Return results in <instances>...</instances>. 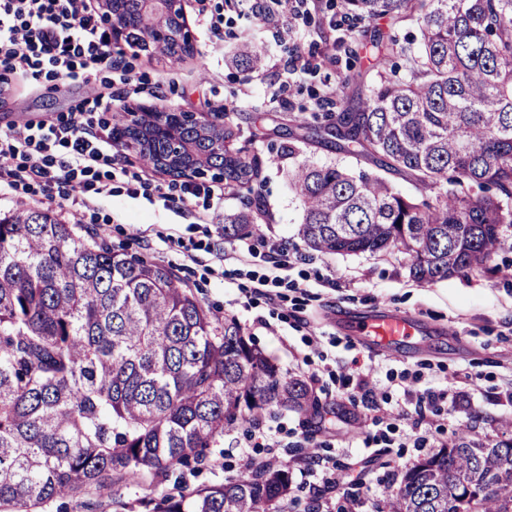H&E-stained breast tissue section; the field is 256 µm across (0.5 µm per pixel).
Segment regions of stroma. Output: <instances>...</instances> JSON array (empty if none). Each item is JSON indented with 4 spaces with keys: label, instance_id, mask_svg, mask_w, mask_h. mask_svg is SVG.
<instances>
[{
    "label": "stroma",
    "instance_id": "obj_1",
    "mask_svg": "<svg viewBox=\"0 0 512 512\" xmlns=\"http://www.w3.org/2000/svg\"><path fill=\"white\" fill-rule=\"evenodd\" d=\"M343 0L311 17L272 22L239 21L265 58L261 70L235 68L219 54L194 51L168 59L141 54L143 68L179 84L171 106L204 120L230 122L234 148L262 162L261 196L265 215L259 229L233 242L224 239L223 218L201 223L179 215L162 202L116 193L94 206L98 223L78 226L83 238L172 266L217 318L235 319L252 343L280 370L307 381L319 408L303 416L281 410L256 427L236 425L206 449L199 464L140 485L109 482L100 491L70 499L71 512H144L139 499L150 490L178 494L238 477L250 461L276 458L287 464L292 486L283 512H309L313 494L324 491L319 512H337L350 491L349 475L365 471L359 490L361 512L397 485L405 465L446 445L462 422L474 434L496 439L501 422L512 423V229L488 260L475 270L433 284L412 281L408 259L399 252L324 256L305 248L298 235L302 203L291 191L288 174L294 159L316 164L355 165L339 152L323 128L312 94L342 91L356 101L358 80L370 66L365 37L340 26ZM295 23L293 46L302 59L319 63L316 73L284 71L277 60L274 28ZM287 103L275 95L282 83ZM219 86L225 111L210 108L212 86ZM99 84L70 85L50 92L28 79L0 100V127L59 121L74 100L101 93ZM286 243L288 256L274 266L272 243ZM380 308L409 314L421 333L400 352L373 350L345 334L338 320L349 313ZM367 381L372 398L355 386ZM462 392L467 404L450 407L440 400L437 414L417 420L416 394L426 389ZM424 437L425 448L414 445Z\"/></svg>",
    "mask_w": 512,
    "mask_h": 512
}]
</instances>
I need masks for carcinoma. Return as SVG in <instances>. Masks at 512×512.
Segmentation results:
<instances>
[{
  "mask_svg": "<svg viewBox=\"0 0 512 512\" xmlns=\"http://www.w3.org/2000/svg\"><path fill=\"white\" fill-rule=\"evenodd\" d=\"M352 25L410 24L383 38L376 78L355 109L330 114L336 145L376 166L295 163L299 236L321 254L407 256L435 283L480 268L512 227V0H344ZM243 38L235 61L262 65ZM176 135L160 128L139 156L171 175L196 159L249 192L261 161L229 148L231 124ZM454 173L457 189L441 191ZM421 196L396 191L390 176ZM437 191L435 197L428 193ZM255 229L252 203L224 219V240ZM305 381L281 372L232 320L216 322L175 270L77 236L49 213L0 216V512H39L112 475L163 476L236 424L279 409L307 414ZM285 466L251 468L179 496H145L148 512H276ZM376 512H512V435L465 428L407 465Z\"/></svg>",
  "mask_w": 512,
  "mask_h": 512,
  "instance_id": "1",
  "label": "carcinoma"
}]
</instances>
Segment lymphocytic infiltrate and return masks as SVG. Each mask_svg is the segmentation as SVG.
Segmentation results:
<instances>
[{
  "instance_id": "f902f5d3",
  "label": "lymphocytic infiltrate",
  "mask_w": 512,
  "mask_h": 512,
  "mask_svg": "<svg viewBox=\"0 0 512 512\" xmlns=\"http://www.w3.org/2000/svg\"><path fill=\"white\" fill-rule=\"evenodd\" d=\"M310 2L197 0L196 30L202 46L216 52L224 48L227 10L294 16L306 13ZM138 59L136 52L114 41L94 0H0V97L10 95L19 78L52 89L95 82L108 88V97L81 98L72 109L81 114L108 112L158 89V79L143 70ZM118 157L110 141L88 125L71 120L14 125L0 131V191H53L82 215L96 196L111 193L113 181L122 179L129 196L164 201L175 197L190 216L199 204L215 213L224 206L223 187L153 184L128 173Z\"/></svg>"
}]
</instances>
